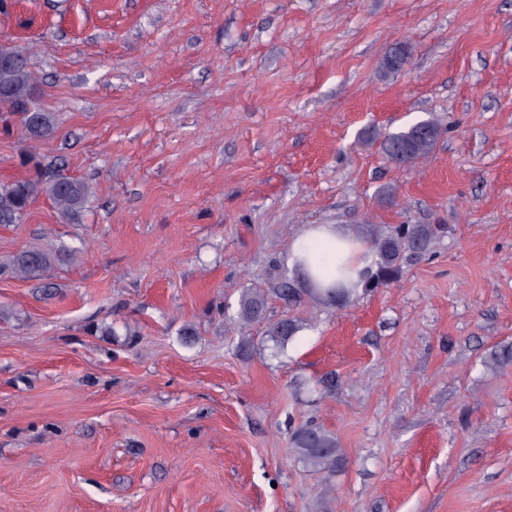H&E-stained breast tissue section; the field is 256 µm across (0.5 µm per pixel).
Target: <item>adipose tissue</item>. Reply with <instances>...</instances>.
I'll return each instance as SVG.
<instances>
[{
  "label": "adipose tissue",
  "mask_w": 512,
  "mask_h": 512,
  "mask_svg": "<svg viewBox=\"0 0 512 512\" xmlns=\"http://www.w3.org/2000/svg\"><path fill=\"white\" fill-rule=\"evenodd\" d=\"M290 262L308 272L310 287H322L342 275L351 287L359 288L373 267L374 253L339 225L312 224L294 241Z\"/></svg>",
  "instance_id": "obj_1"
}]
</instances>
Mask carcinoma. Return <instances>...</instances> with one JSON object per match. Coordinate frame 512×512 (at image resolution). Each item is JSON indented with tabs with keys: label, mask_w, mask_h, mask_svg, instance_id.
Here are the masks:
<instances>
[{
	"label": "carcinoma",
	"mask_w": 512,
	"mask_h": 512,
	"mask_svg": "<svg viewBox=\"0 0 512 512\" xmlns=\"http://www.w3.org/2000/svg\"><path fill=\"white\" fill-rule=\"evenodd\" d=\"M408 51L400 46L391 50L385 59V68L397 72L407 60ZM11 58L16 63L7 70H0V87L8 93L0 96V112H12L21 118L25 134L31 139L49 135L55 126L50 112H44L33 103L34 74L27 56L9 39L0 41V58ZM441 128L434 119L421 120L404 130L378 133L367 129L358 138L360 143L380 142L382 153L399 166H406L428 156L434 149ZM46 196L64 217L79 215L92 196V188L84 181L64 174L43 179L17 178L0 182V224H17L27 214L37 195ZM445 232L440 224H396L372 234L371 242L376 256V269L367 279L368 287L379 288L396 282L403 264L409 259L420 258L430 249L433 241ZM59 253L40 248L18 251L6 262L0 263V276L41 281L54 265L62 261ZM351 290L327 288L318 297L332 305L350 301ZM266 300L257 290L246 291L239 302L238 318L250 324L265 318ZM298 331L293 319H281L268 328V335L283 345ZM293 443L304 463L311 469L331 474L342 461L343 452L330 433L305 428L293 436Z\"/></svg>",
	"instance_id": "obj_1"
}]
</instances>
